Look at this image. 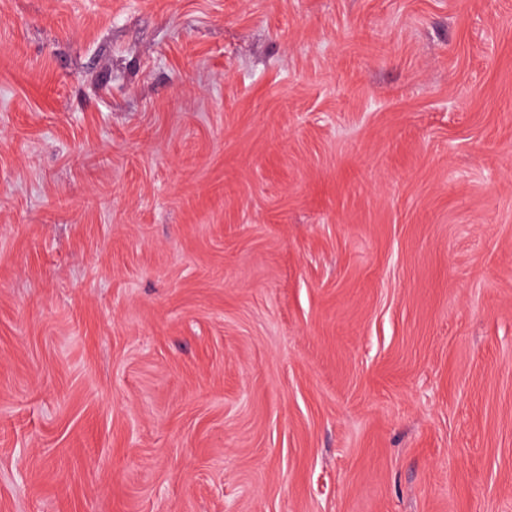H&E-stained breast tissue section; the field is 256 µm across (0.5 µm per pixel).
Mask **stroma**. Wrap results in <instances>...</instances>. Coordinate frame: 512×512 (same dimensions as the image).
I'll return each instance as SVG.
<instances>
[{
	"label": "stroma",
	"mask_w": 512,
	"mask_h": 512,
	"mask_svg": "<svg viewBox=\"0 0 512 512\" xmlns=\"http://www.w3.org/2000/svg\"><path fill=\"white\" fill-rule=\"evenodd\" d=\"M0 512H512V0H0Z\"/></svg>",
	"instance_id": "stroma-1"
}]
</instances>
